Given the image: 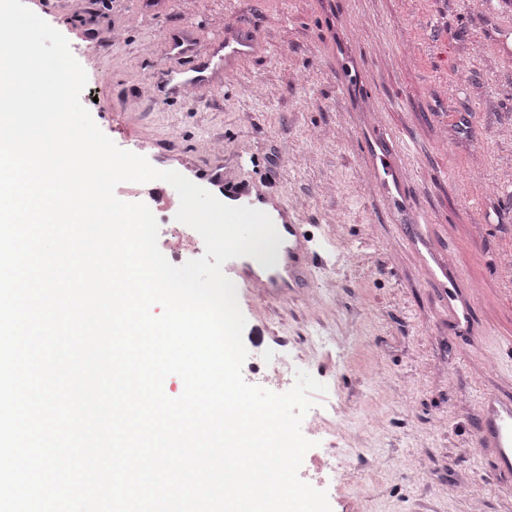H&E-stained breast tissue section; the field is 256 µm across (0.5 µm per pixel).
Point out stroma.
<instances>
[{
  "label": "stroma",
  "mask_w": 512,
  "mask_h": 512,
  "mask_svg": "<svg viewBox=\"0 0 512 512\" xmlns=\"http://www.w3.org/2000/svg\"><path fill=\"white\" fill-rule=\"evenodd\" d=\"M44 19L88 75L81 100L118 147L159 170L261 183L308 232L357 244L355 260L315 263L314 290L275 301L238 294L245 379L275 357L304 361L367 440L347 466L360 497L316 472L321 436L299 475L332 512H512L474 437L481 394H507L512 348V4L477 0H51ZM261 48L220 84L180 98L157 75L175 67L169 32L210 52L228 26ZM352 48L372 77L347 96L336 57ZM409 149L405 191L423 230L449 249L475 292L476 341L440 317L441 297L398 245L367 165L365 125Z\"/></svg>",
  "instance_id": "stroma-1"
}]
</instances>
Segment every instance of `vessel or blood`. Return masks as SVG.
Segmentation results:
<instances>
[{"mask_svg":"<svg viewBox=\"0 0 512 512\" xmlns=\"http://www.w3.org/2000/svg\"><path fill=\"white\" fill-rule=\"evenodd\" d=\"M261 47L254 31L241 27H228L207 58L194 52V40L186 32L174 31L167 38L170 56L187 60L182 69L162 71V83L170 94L181 96L189 90H204L210 87L212 74L223 64L237 66L255 56ZM371 170L380 182V192L390 210L401 214L405 226L401 232L402 243L412 251H419L427 241L419 232V220L410 202L393 197L389 181L397 177L406 163V150L387 135L375 133L365 144ZM212 183L223 185L224 195L233 205L255 207L264 195L253 181L242 178L231 182L222 173L213 171L208 175ZM276 226L283 240L285 262L282 267L255 271L248 258L240 257L227 261L223 266L226 277L237 287L261 289L270 298H278L286 287L308 288L312 281L310 264L316 254L313 234L305 230L296 214L279 212ZM424 270L443 298V312L457 333L465 334L474 324V305L464 289V279L459 270L449 266L446 254L430 252ZM481 426L475 436L477 447L489 450L494 471L512 472V400L491 395L479 398Z\"/></svg>","mask_w":512,"mask_h":512,"instance_id":"obj_1","label":"vessel or blood"}]
</instances>
